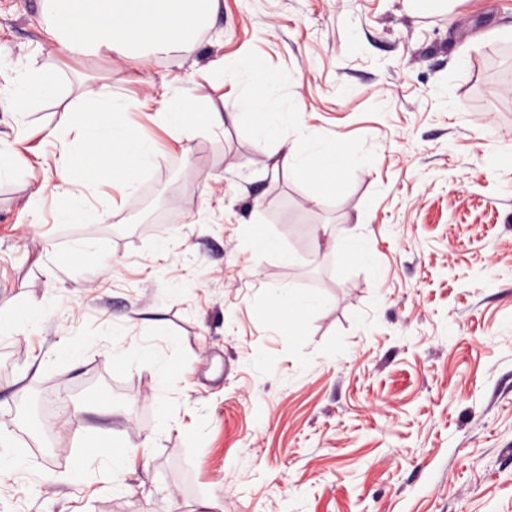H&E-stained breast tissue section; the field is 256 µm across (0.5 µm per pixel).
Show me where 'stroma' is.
Returning a JSON list of instances; mask_svg holds the SVG:
<instances>
[{"instance_id": "stroma-1", "label": "stroma", "mask_w": 512, "mask_h": 512, "mask_svg": "<svg viewBox=\"0 0 512 512\" xmlns=\"http://www.w3.org/2000/svg\"><path fill=\"white\" fill-rule=\"evenodd\" d=\"M509 26L512 0H218L174 65L62 48L44 0H0V90L17 69L65 62L61 94L31 116L46 124L80 83L112 82L139 104L158 168L131 202L119 171L95 179L117 199L102 228L109 273L56 263L55 211L0 180V304L30 309L54 289L68 302L43 336L0 338V433L49 476L1 493L0 512H512V48L495 36ZM245 52L335 142L333 209H313L315 183L273 171L253 131L262 94L237 106L210 68ZM177 75L243 120L173 137L153 116ZM355 149L371 162L352 174L343 156ZM258 204L326 224L318 255L251 261L239 238ZM163 219L164 261L147 229ZM347 233L371 255L341 272L330 254ZM188 275L195 290L172 289ZM292 283L307 296L293 340L269 335L278 312L262 305ZM113 320L177 338L184 374L120 369L97 348L59 356L68 331ZM258 353L272 372L254 369ZM61 392L38 440L26 398ZM161 400L172 423L157 432ZM102 441L119 455L145 447L146 470L106 491L97 476L66 481Z\"/></svg>"}]
</instances>
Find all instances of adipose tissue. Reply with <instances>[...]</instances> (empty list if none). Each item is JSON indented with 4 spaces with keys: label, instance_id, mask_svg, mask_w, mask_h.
Masks as SVG:
<instances>
[{
    "label": "adipose tissue",
    "instance_id": "obj_1",
    "mask_svg": "<svg viewBox=\"0 0 512 512\" xmlns=\"http://www.w3.org/2000/svg\"><path fill=\"white\" fill-rule=\"evenodd\" d=\"M53 29L61 44L75 43L91 51L125 54L131 46L146 47L154 54L192 53L197 44L193 29L202 27L217 0H47ZM268 109L263 114L262 135L276 144L280 157L277 167L288 170L298 181L316 180L322 187L312 197L314 208L327 210L333 197L328 188L335 178L323 157L326 139L307 124L302 113L286 111L291 91L284 82L264 86ZM60 72L55 67H33L19 75L13 91L0 95V116L15 118L24 109L59 94ZM138 109L122 91L109 84L89 88L85 99L73 110L62 113L52 124L41 127L47 141L60 145L54 154L49 176L38 179L36 164L21 157L17 149L28 131L16 126L10 138L0 137V176L35 184L28 205L40 207L51 199L57 224L51 238L54 258L66 263L79 258L83 269L99 268L106 244L100 237H80L82 224L105 223L114 199L102 194L87 197L98 169L110 166L112 121L123 118L126 127H134ZM157 116L173 133L209 128L224 123L222 113L198 107L180 91L163 95ZM156 178V147L147 136L134 139V159L125 168L122 196L131 199ZM319 224L297 216L295 224L283 223L281 212L254 208L251 222L243 232L242 245L256 256L280 254L297 260L302 250L317 253ZM61 313V302L48 296L38 307L16 311L0 305V335H43ZM89 347L102 349L113 364L121 367L134 362L149 364L161 376L180 371L177 347L173 340L144 334L129 335L119 324L98 325L92 335L72 332L66 339L67 352Z\"/></svg>",
    "mask_w": 512,
    "mask_h": 512
}]
</instances>
